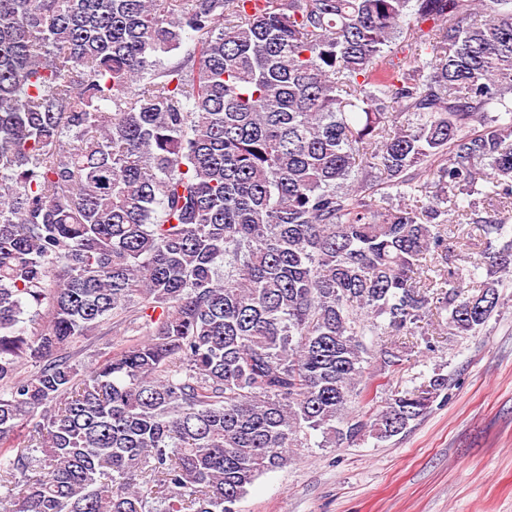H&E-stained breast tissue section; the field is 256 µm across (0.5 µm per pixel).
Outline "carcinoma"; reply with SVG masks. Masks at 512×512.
<instances>
[{"instance_id": "obj_1", "label": "carcinoma", "mask_w": 512, "mask_h": 512, "mask_svg": "<svg viewBox=\"0 0 512 512\" xmlns=\"http://www.w3.org/2000/svg\"><path fill=\"white\" fill-rule=\"evenodd\" d=\"M511 196L512 0H0V512H235L314 432H403L447 379L364 420L363 337L481 329L512 217L479 293L427 272ZM122 338L123 336H119L115 329L109 331L105 326L94 336H89L88 339L76 344L73 349L76 352V360L83 364H89L92 362L91 360H94L98 352L112 350V347L115 348L120 344Z\"/></svg>"}]
</instances>
